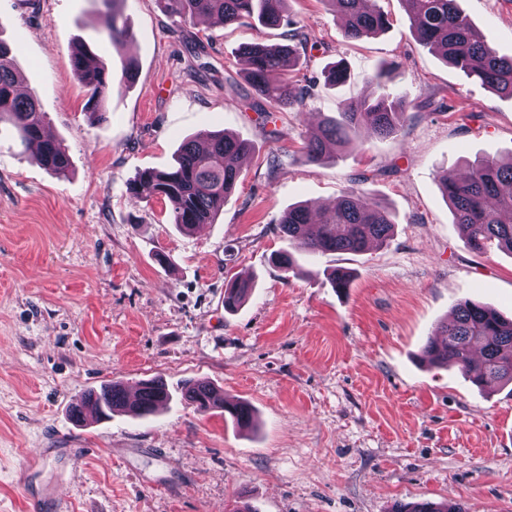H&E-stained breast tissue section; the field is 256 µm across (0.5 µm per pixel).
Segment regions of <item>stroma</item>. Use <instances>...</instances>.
<instances>
[{
    "mask_svg": "<svg viewBox=\"0 0 512 512\" xmlns=\"http://www.w3.org/2000/svg\"><path fill=\"white\" fill-rule=\"evenodd\" d=\"M385 32L346 39L324 0H291L315 50L288 72L309 86L302 111L253 108L239 54L275 43L265 28L170 18L156 0H120L127 42L99 32L102 0H0V41L67 149L58 177L0 125V512H30L14 491L36 461L37 489H61L71 512H394L422 500L462 512H512V385L480 390L456 367L428 363L429 338L470 299L512 318V255L478 252L454 224L439 176L478 158H512V98L468 80L419 47L400 0H378ZM488 42L512 57V0H458ZM84 43L120 78L104 117L90 114L72 48ZM344 62L350 79L328 85ZM387 89L411 102L398 136L361 128L338 158L310 164V127ZM226 132L250 141L241 177L213 223L181 233L163 197H134L145 169L169 167L184 139ZM359 188L388 208L394 232L360 254L300 259L284 275L279 218ZM354 274L336 291L330 273ZM252 278L236 313L224 281ZM155 376L172 400L74 426L87 390ZM214 383L255 410L242 429L184 404V381ZM72 448L93 449L72 471Z\"/></svg>",
    "mask_w": 512,
    "mask_h": 512,
    "instance_id": "obj_1",
    "label": "stroma"
}]
</instances>
